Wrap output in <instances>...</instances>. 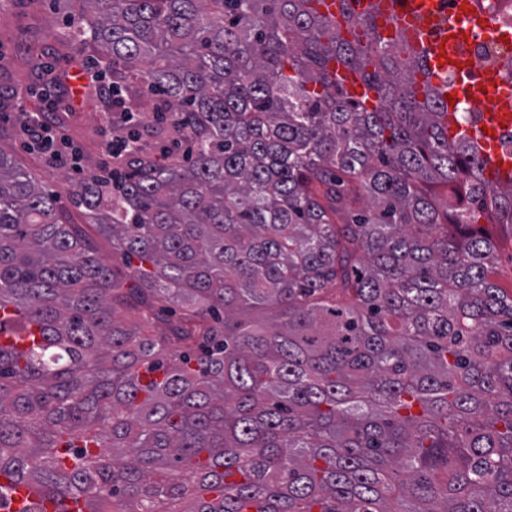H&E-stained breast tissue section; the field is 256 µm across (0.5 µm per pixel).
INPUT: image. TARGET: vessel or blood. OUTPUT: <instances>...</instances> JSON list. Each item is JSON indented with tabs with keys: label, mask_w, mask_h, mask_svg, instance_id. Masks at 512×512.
<instances>
[{
	"label": "vessel or blood",
	"mask_w": 512,
	"mask_h": 512,
	"mask_svg": "<svg viewBox=\"0 0 512 512\" xmlns=\"http://www.w3.org/2000/svg\"><path fill=\"white\" fill-rule=\"evenodd\" d=\"M314 6L331 18L340 39L356 37L342 18L346 8L372 14L384 39L405 37L423 67L419 82H430L441 98L454 100L445 117L448 137L461 133L478 145L486 178L512 179V156L500 148L501 138L512 132V85L496 71L476 68L472 62L471 38L494 33L474 0H315ZM476 104L481 107L478 122L459 123L457 113Z\"/></svg>",
	"instance_id": "b4317fda"
}]
</instances>
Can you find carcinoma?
I'll use <instances>...</instances> for the list:
<instances>
[{"label": "carcinoma", "instance_id": "1", "mask_svg": "<svg viewBox=\"0 0 512 512\" xmlns=\"http://www.w3.org/2000/svg\"><path fill=\"white\" fill-rule=\"evenodd\" d=\"M312 2L54 0L118 122L134 84L195 157L116 153L117 186L73 191L140 260L123 290L0 148V475L24 512H512V294L472 228L512 230V179L448 140L403 38L345 12L363 39L340 40ZM129 302L183 314L153 336ZM329 66L342 76L344 88L353 99L361 100L363 96L367 95L369 103H373L375 97L373 90L368 89L355 74L342 70L334 61H331Z\"/></svg>", "mask_w": 512, "mask_h": 512}]
</instances>
